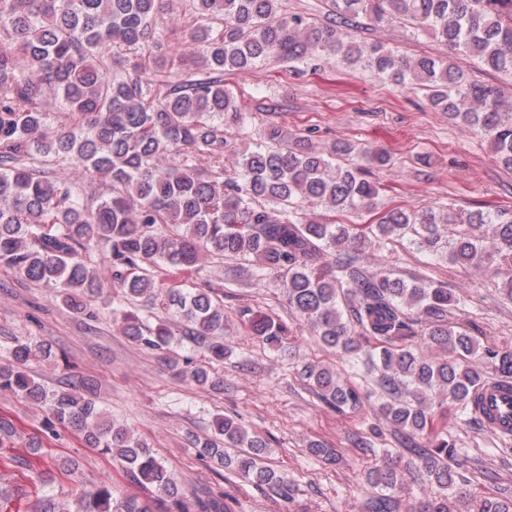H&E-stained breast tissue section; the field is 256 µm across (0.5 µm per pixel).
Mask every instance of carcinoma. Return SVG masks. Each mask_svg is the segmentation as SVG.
I'll return each instance as SVG.
<instances>
[{
    "label": "carcinoma",
    "instance_id": "1",
    "mask_svg": "<svg viewBox=\"0 0 512 512\" xmlns=\"http://www.w3.org/2000/svg\"><path fill=\"white\" fill-rule=\"evenodd\" d=\"M169 2L0 0V264L55 286L89 322L100 318L94 298L104 285L120 289L123 302L110 315L124 335L167 351L179 376L222 390L224 379L207 366L232 353L224 344V292L166 282L200 271L206 256L238 259L244 284L271 282L320 344L376 373L378 413L401 436L415 471L407 481L389 456L372 467L366 480L376 493L365 512H396L395 497L413 481L427 491L411 512H512V498L460 491L468 456L448 437L443 412L469 410L472 390L489 373L512 383V349L480 339L475 322L451 317L465 303L445 284L374 273L364 262L374 244L404 240L453 266L512 269V210L393 207L371 224H354L346 215L375 210L380 193L361 168L336 158L354 147L319 152L270 124L253 147L238 150L246 113L224 84L226 74L272 61L302 74L321 61L368 69L402 88L426 89L434 109L488 141L497 163L512 171V99L496 85L467 81L455 62L465 55L512 75V0H326L320 21L285 0H184L178 24L194 51L179 80L166 75L158 54V19ZM361 18L404 20L441 54L409 58L361 42L353 33ZM45 87L60 99L53 114L40 104ZM227 155L234 157L229 171ZM73 168L112 192L87 203L74 192ZM96 248L105 249L99 262L91 258ZM241 323L272 350L288 336L274 314L246 310ZM51 358L43 345L18 341L0 361V389L44 406V432L58 425L75 432L83 447L120 462L132 483L165 497L172 512H227L224 495L210 488L188 497L146 442L85 396L84 381L55 390L36 380L32 365ZM299 374L327 408L370 405V392L328 365L308 362ZM265 447L229 416L194 442L199 459L268 486L286 506L291 480L264 464ZM309 452L325 466L339 457L322 443ZM34 512L152 510L103 480L64 496L47 493Z\"/></svg>",
    "mask_w": 512,
    "mask_h": 512
}]
</instances>
